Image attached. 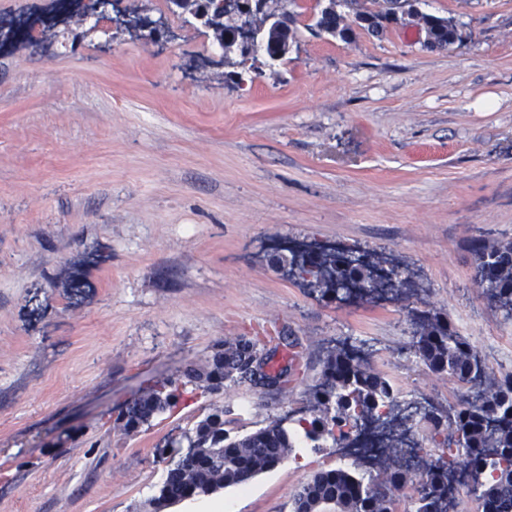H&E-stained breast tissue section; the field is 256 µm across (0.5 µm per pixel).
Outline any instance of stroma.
<instances>
[{
	"label": "stroma",
	"instance_id": "obj_1",
	"mask_svg": "<svg viewBox=\"0 0 512 512\" xmlns=\"http://www.w3.org/2000/svg\"><path fill=\"white\" fill-rule=\"evenodd\" d=\"M298 0L286 61L231 76L206 29L0 53V512H133L162 481L156 446L210 409L244 435L299 418L329 347L370 352L399 402L461 390L416 356L413 315H447L494 376L512 375V316L475 277L476 239L512 240V0H425L460 42L415 20L350 43L313 36ZM358 246L405 262L417 291L328 303L284 278L273 248ZM298 351L285 388L209 394L125 434L139 390L229 337ZM340 463L295 449L235 512H292ZM419 21L430 39L426 42L431 48H445L460 41L458 27L452 18L422 12Z\"/></svg>",
	"mask_w": 512,
	"mask_h": 512
}]
</instances>
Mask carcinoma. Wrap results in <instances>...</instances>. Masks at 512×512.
Returning a JSON list of instances; mask_svg holds the SVG:
<instances>
[{"mask_svg":"<svg viewBox=\"0 0 512 512\" xmlns=\"http://www.w3.org/2000/svg\"><path fill=\"white\" fill-rule=\"evenodd\" d=\"M385 8L373 9L377 0H337L336 16H322L319 32L346 43L355 39L353 23L377 33L391 11H410L414 0L398 4L384 0ZM296 0H264L253 11L250 25L268 59L279 61L296 42L293 28ZM431 48H445L460 40L453 19L422 13L419 17ZM200 25L210 32L213 43L224 50V64L246 68L240 45V28L231 16L211 11ZM476 273L485 284L488 298L507 312L512 311V242L476 241L473 244ZM352 247L338 245L306 256L288 250L277 259L288 278L331 302L347 303L374 298L381 290L376 264L388 263L385 278L393 296L416 286L415 273L396 258L379 257L368 251L350 262ZM413 344L416 355L431 370L464 384L465 390L445 412L434 404L424 409L429 423V443L437 458L431 462L396 461L377 474H365L359 466L324 468L295 493L293 512H323L331 504L335 512H444L439 501L448 491V473L466 472L462 485L477 504V512H512V375L501 379L487 370L479 353L437 311H423L416 320ZM256 355L254 347L237 337L218 344L202 365H189L181 378H164L144 388L118 415L124 432L133 434L159 415L179 404L181 388L193 384L210 392L230 385L258 381L247 365ZM312 414L296 420L290 428L285 420L242 436L224 430V408L215 407L186 436L187 447L197 452L186 459L155 449L166 465V475L154 494L137 506V512H166L188 499L212 496L226 488L240 487L274 469L304 443L312 449L331 439L339 445L347 430L363 420L379 419L397 407L393 388L375 372L366 359L357 360L345 347L332 348L322 363L320 377L310 389ZM411 487L415 494L403 490Z\"/></svg>","mask_w":512,"mask_h":512,"instance_id":"cac0c4a2","label":"carcinoma"}]
</instances>
